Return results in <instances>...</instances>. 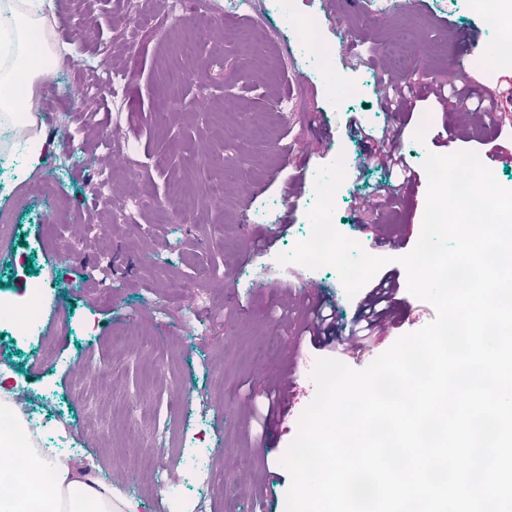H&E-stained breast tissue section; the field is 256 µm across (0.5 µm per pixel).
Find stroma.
Masks as SVG:
<instances>
[{
	"instance_id": "35a3bbf8",
	"label": "stroma",
	"mask_w": 512,
	"mask_h": 512,
	"mask_svg": "<svg viewBox=\"0 0 512 512\" xmlns=\"http://www.w3.org/2000/svg\"><path fill=\"white\" fill-rule=\"evenodd\" d=\"M130 0H54L48 17L80 64L71 79L42 81L46 98L72 83L95 81V67L128 66L122 96L85 98L71 112H53L37 126L45 161L26 170L19 143L0 127V166L20 169L0 187V216L9 226L0 258V294L25 295L45 285L40 333L0 326V371L18 406L51 394L67 448L111 484L137 512H193L200 495L211 512H285L291 476L283 464L302 416L315 396L312 371L323 358L362 369L403 334L435 317L412 295L400 264L412 243L396 244L402 225L418 224L426 205L428 154L512 148V125L498 113L469 112L456 97L438 100L443 84L479 101L498 95L512 66L475 67L496 44L471 0H394L398 23L366 12V0H296L315 13L330 68L351 93L336 104L321 64L296 51L288 25L270 0H243L237 16L202 26L191 8L157 10L154 25L132 22ZM411 43L403 58L388 48L398 29ZM201 33L192 55L176 44ZM353 50L342 55V37ZM137 42L128 59L125 46ZM307 80L299 84L295 72ZM396 72L399 85L420 95L414 111L388 109L375 76ZM288 98L292 109L278 113ZM375 138L398 132L396 149L416 173L377 167L353 126ZM121 128L123 140L109 138ZM352 161L334 196L333 222L372 255L386 258L395 277V327L354 356L337 344L299 342L308 306H335L338 326L351 327L365 297L348 296L337 271L281 264L280 253L311 232L318 173L340 155ZM112 174L120 202L98 232L88 230L99 172ZM60 179L47 202L40 176ZM380 207L362 210V200ZM285 293L252 287L257 271ZM167 308L160 316L159 308ZM192 314L186 329L183 314ZM305 359L293 377L287 407L266 421L269 383L293 357ZM168 427L156 440V423ZM217 462L200 481L189 465L193 449ZM166 466L173 495L158 496L154 470Z\"/></svg>"
}]
</instances>
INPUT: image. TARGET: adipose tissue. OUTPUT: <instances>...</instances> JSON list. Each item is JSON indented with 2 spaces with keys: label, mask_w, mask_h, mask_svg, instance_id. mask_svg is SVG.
<instances>
[{
  "label": "adipose tissue",
  "mask_w": 512,
  "mask_h": 512,
  "mask_svg": "<svg viewBox=\"0 0 512 512\" xmlns=\"http://www.w3.org/2000/svg\"><path fill=\"white\" fill-rule=\"evenodd\" d=\"M46 0L25 8L0 0V119L17 129L34 124L27 99L32 79L49 78V50L38 30ZM0 512H136L69 456L44 454L0 383Z\"/></svg>",
  "instance_id": "1"
}]
</instances>
